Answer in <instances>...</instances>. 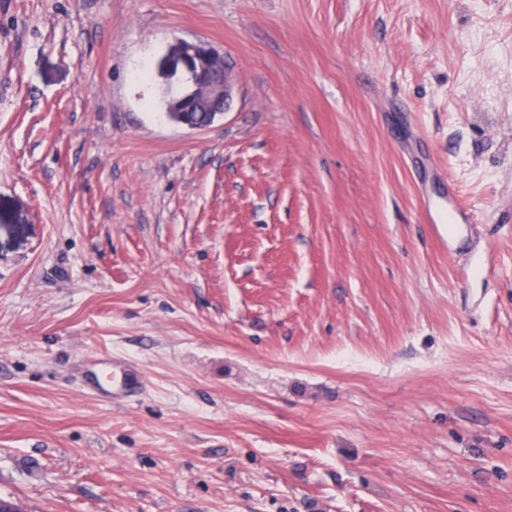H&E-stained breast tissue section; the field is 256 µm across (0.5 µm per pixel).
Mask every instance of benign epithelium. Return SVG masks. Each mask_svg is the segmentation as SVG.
<instances>
[{
	"label": "benign epithelium",
	"instance_id": "1",
	"mask_svg": "<svg viewBox=\"0 0 512 512\" xmlns=\"http://www.w3.org/2000/svg\"><path fill=\"white\" fill-rule=\"evenodd\" d=\"M159 70L179 77L172 91V105L184 112L199 97L207 99L211 111L221 114L230 97V75L224 55L203 42L175 41L159 62Z\"/></svg>",
	"mask_w": 512,
	"mask_h": 512
}]
</instances>
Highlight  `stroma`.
Instances as JSON below:
<instances>
[{"label": "stroma", "mask_w": 512, "mask_h": 512, "mask_svg": "<svg viewBox=\"0 0 512 512\" xmlns=\"http://www.w3.org/2000/svg\"><path fill=\"white\" fill-rule=\"evenodd\" d=\"M177 39L231 75L200 129ZM1 496L512 512V0H0ZM159 70L178 86L171 94L172 105L185 113L183 125L198 129L199 126L186 112L200 96L207 99L211 112L222 114L230 97V75L224 65V55L203 42L176 40L159 62ZM447 197L448 210L442 212L445 218L443 220L442 213H439L435 217L434 210L428 198L422 190L419 192L418 199L420 210L428 224H437L436 220L439 224H444V222H448V224H473L476 222L474 213L461 202L455 184L449 180ZM112 368V381L106 383L97 371L100 368ZM83 382L86 387L95 390L101 397L112 402V404L126 402L143 385L144 379L138 369L121 359H112L99 356L95 357L86 366L83 375Z\"/></svg>", "instance_id": "obj_1"}]
</instances>
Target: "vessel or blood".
I'll return each instance as SVG.
<instances>
[{
	"instance_id": "vessel-or-blood-1",
	"label": "vessel or blood",
	"mask_w": 512,
	"mask_h": 512,
	"mask_svg": "<svg viewBox=\"0 0 512 512\" xmlns=\"http://www.w3.org/2000/svg\"><path fill=\"white\" fill-rule=\"evenodd\" d=\"M444 218L451 224H472L476 221L474 213L461 202L453 185L448 188V208ZM83 382L104 399L117 404L132 397L142 387L144 379L134 365L118 358L99 356L87 365Z\"/></svg>"
}]
</instances>
